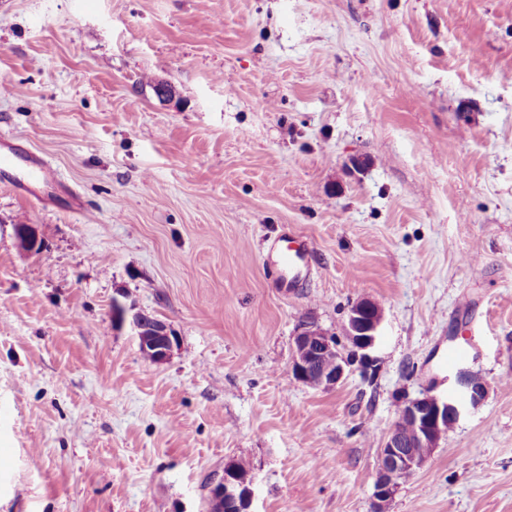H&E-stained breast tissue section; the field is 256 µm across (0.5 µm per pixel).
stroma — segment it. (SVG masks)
<instances>
[{
    "label": "stroma",
    "mask_w": 512,
    "mask_h": 512,
    "mask_svg": "<svg viewBox=\"0 0 512 512\" xmlns=\"http://www.w3.org/2000/svg\"><path fill=\"white\" fill-rule=\"evenodd\" d=\"M0 129L61 174L46 209L0 176V512H208L241 458L254 512H372L452 345L486 398L388 510L512 512V0H0ZM362 299L374 382L295 381L297 326ZM268 258L271 259L270 268L278 271L288 269L286 283L288 289L295 288L304 270H306L304 278L307 277L310 270L309 247L306 240L299 236L288 235V246L286 247L271 245ZM131 325L136 331L141 353L153 363L159 364L166 361L178 346L176 336L159 319L134 313L131 316Z\"/></svg>",
    "instance_id": "1"
}]
</instances>
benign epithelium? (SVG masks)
<instances>
[{"mask_svg": "<svg viewBox=\"0 0 512 512\" xmlns=\"http://www.w3.org/2000/svg\"><path fill=\"white\" fill-rule=\"evenodd\" d=\"M16 236L23 251L38 252L40 242L32 225H16ZM382 321L383 310L377 302L362 299L351 305L343 324V335L350 344L348 351L341 348L336 334L313 321L302 322L293 337L292 377L312 388L331 389L354 370L370 376L376 362L371 350L378 340ZM131 325L141 353L153 363L166 361L178 346L176 336L159 319L135 313ZM454 385V391L445 398L425 392L403 401L380 451L374 512H385L400 474L413 473L427 462L415 449L437 448L447 436L448 427L458 423L469 408L479 405L486 396L485 384L473 380L472 371L466 367L457 368ZM253 497L251 482L234 469L233 462H227L224 476L211 490V499L217 503L226 500L238 512H252Z\"/></svg>", "mask_w": 512, "mask_h": 512, "instance_id": "obj_1", "label": "benign epithelium"}]
</instances>
